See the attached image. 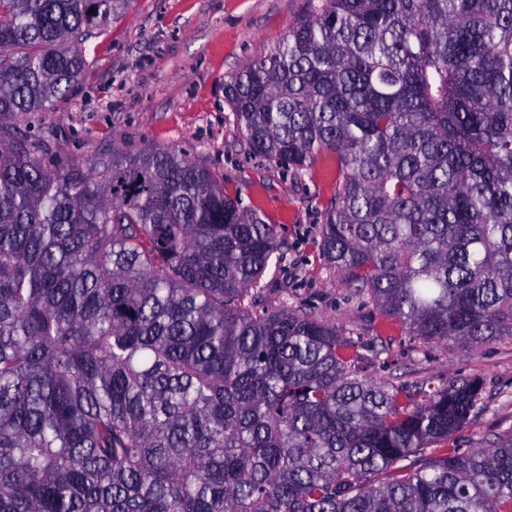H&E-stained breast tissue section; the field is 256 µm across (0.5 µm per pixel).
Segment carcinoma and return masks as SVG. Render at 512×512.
<instances>
[{
	"instance_id": "obj_1",
	"label": "carcinoma",
	"mask_w": 512,
	"mask_h": 512,
	"mask_svg": "<svg viewBox=\"0 0 512 512\" xmlns=\"http://www.w3.org/2000/svg\"><path fill=\"white\" fill-rule=\"evenodd\" d=\"M129 0H0V512H512V434L443 448L481 384L366 377L252 292L279 226L188 155L91 168L18 133ZM249 150L336 162L318 248L384 316L512 340V0H307L224 83Z\"/></svg>"
}]
</instances>
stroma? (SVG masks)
<instances>
[{
	"label": "stroma",
	"mask_w": 512,
	"mask_h": 512,
	"mask_svg": "<svg viewBox=\"0 0 512 512\" xmlns=\"http://www.w3.org/2000/svg\"><path fill=\"white\" fill-rule=\"evenodd\" d=\"M306 0H131L129 9L90 29L79 47L87 66L49 112H22L20 132L89 165L126 152L168 147L223 175L246 205L277 224L281 255L260 282V308L323 317L357 344L367 376L415 384L475 379L481 400L448 440L481 448L512 430V341L476 350L426 343L384 318L366 293L320 255L321 212L335 171L318 161L297 175L250 153L224 99V83L249 68L302 16Z\"/></svg>",
	"instance_id": "stroma-1"
}]
</instances>
